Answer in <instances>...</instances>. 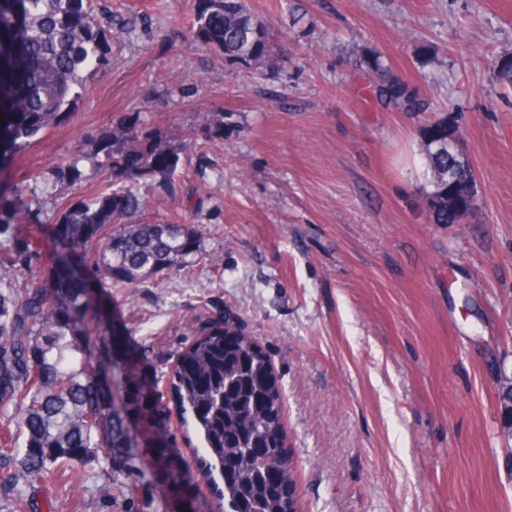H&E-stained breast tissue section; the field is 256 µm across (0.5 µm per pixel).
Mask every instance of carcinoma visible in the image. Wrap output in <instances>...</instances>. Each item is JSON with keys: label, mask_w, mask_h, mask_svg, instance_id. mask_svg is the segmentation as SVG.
Returning <instances> with one entry per match:
<instances>
[{"label": "carcinoma", "mask_w": 512, "mask_h": 512, "mask_svg": "<svg viewBox=\"0 0 512 512\" xmlns=\"http://www.w3.org/2000/svg\"><path fill=\"white\" fill-rule=\"evenodd\" d=\"M128 30L95 11L91 0H0V170L17 162L39 136L66 122L86 91V77L112 63V37ZM192 43L253 70L274 64L266 21L243 0H197ZM365 64L378 98L404 112H428L429 100L404 92L381 53ZM512 84V54L495 61ZM431 223L448 216V124L422 129ZM112 184L89 200L64 205L51 227L53 255L39 278L29 272L40 254L38 230L0 211V405L15 406L17 431L0 435L20 467L36 473L94 448L132 447L128 407L112 401L98 377L99 342L83 271L116 286L137 285L198 260L199 232L190 224L149 217L138 186L173 174L179 153L154 131L121 122L98 144ZM170 385L182 428L193 431L200 471L213 478L224 512H292L294 468L282 416V390L267 354L230 316L201 328L172 367ZM500 433L512 441V377L496 393Z\"/></svg>", "instance_id": "obj_1"}]
</instances>
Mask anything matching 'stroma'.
Returning a JSON list of instances; mask_svg holds the SVG:
<instances>
[{
	"label": "stroma",
	"instance_id": "stroma-1",
	"mask_svg": "<svg viewBox=\"0 0 512 512\" xmlns=\"http://www.w3.org/2000/svg\"><path fill=\"white\" fill-rule=\"evenodd\" d=\"M94 2L134 24L69 121L0 170V207L22 197V223L50 229L66 202L111 184L96 141L135 119L180 156L140 192L154 218L199 230L203 259L136 288L95 286L97 331L121 339L102 383L117 402L154 389L158 405L131 409L132 447L63 473L0 455L15 476L0 512H210L169 375L226 315L281 382L301 512H512L496 400L512 376V88L493 71L512 51V0H246L288 55L254 75L190 46L196 0ZM371 50L431 98L429 116L376 100ZM438 118L475 177L459 224L427 219L420 128ZM75 153L84 177L59 190Z\"/></svg>",
	"mask_w": 512,
	"mask_h": 512
}]
</instances>
